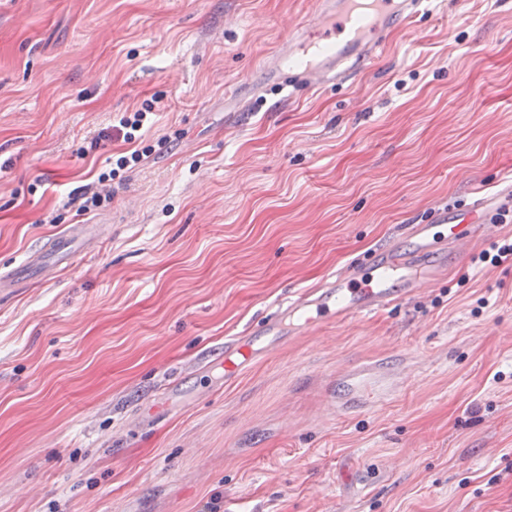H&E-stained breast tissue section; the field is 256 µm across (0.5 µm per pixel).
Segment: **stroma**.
I'll return each instance as SVG.
<instances>
[{"label":"stroma","instance_id":"35a3bbf8","mask_svg":"<svg viewBox=\"0 0 512 512\" xmlns=\"http://www.w3.org/2000/svg\"><path fill=\"white\" fill-rule=\"evenodd\" d=\"M316 0H0V512H512V263H453L233 381L276 301L512 172V0H442L351 81L228 100ZM153 151L101 207L77 188ZM101 138L99 149L78 157ZM382 394L336 410L343 372ZM149 109L144 111L137 110L136 112L130 113V115H123L119 119L120 126L126 130L124 134L125 140L132 143L141 139L142 134H139V132L143 129L145 123L150 120L148 115L152 114ZM152 146L147 145L143 146L140 149H135L129 156H121L115 161V166L112 167V169L109 170L108 173L104 172L102 173L99 178L98 182L101 185H105V182L113 181L117 176H119V172L125 170L129 166H134L138 164L143 156L148 155L152 151ZM107 199H110L109 193L102 194L98 187L85 185L71 195L68 203L77 206V213L84 214L100 207ZM101 239L97 224H70L63 234L47 241L22 263L13 266L7 272L1 271V291L18 289L15 287L25 285L36 272L47 274L68 267L78 251Z\"/></svg>","mask_w":512,"mask_h":512}]
</instances>
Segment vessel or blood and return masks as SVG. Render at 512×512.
<instances>
[{"mask_svg": "<svg viewBox=\"0 0 512 512\" xmlns=\"http://www.w3.org/2000/svg\"><path fill=\"white\" fill-rule=\"evenodd\" d=\"M312 26L299 29L268 61L260 82L249 86L256 95L268 88L296 95L345 82L366 66L391 31L434 9V0H317ZM512 212V176L492 192L476 191L461 207L440 205L428 220L412 225L406 237L350 262L329 274L317 288L300 290L278 304L257 328L224 340L220 361L225 378L263 357L260 336H300L329 322L385 311L434 287L442 278L441 256L465 255L487 243L498 228L497 217ZM101 239L97 225L72 224L22 263L0 273V286L26 284L34 273L68 267L77 252Z\"/></svg>", "mask_w": 512, "mask_h": 512, "instance_id": "b4317fda", "label": "vessel or blood"}]
</instances>
